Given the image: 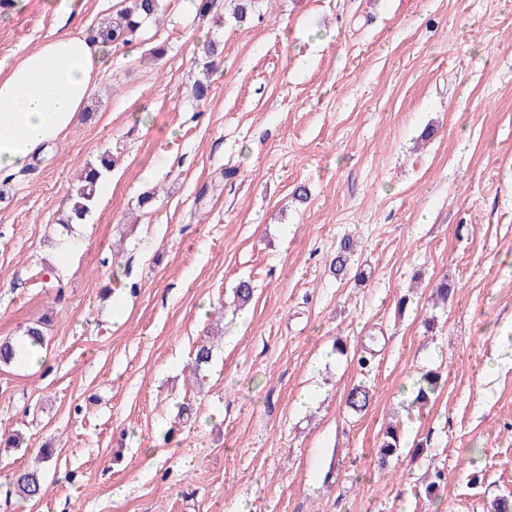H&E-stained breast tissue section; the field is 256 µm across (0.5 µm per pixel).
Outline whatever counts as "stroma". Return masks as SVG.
<instances>
[{
    "label": "stroma",
    "instance_id": "1",
    "mask_svg": "<svg viewBox=\"0 0 512 512\" xmlns=\"http://www.w3.org/2000/svg\"><path fill=\"white\" fill-rule=\"evenodd\" d=\"M59 2L0 14V61L120 5ZM234 6L165 0L63 141L0 179V341L40 319L49 339L43 364L0 368V431L27 440L0 444V474L42 466L48 492L0 483V512H491L512 495V0H252L240 22ZM105 151L61 255L56 220ZM346 237L363 279L330 270ZM443 278L455 294L430 307ZM428 369L443 386L410 409ZM392 420L407 446L383 468ZM111 168L112 161L106 153H103L97 162L87 165L79 184L72 190L69 209L65 216L59 219V224L68 227L69 224H84L94 208L99 185Z\"/></svg>",
    "mask_w": 512,
    "mask_h": 512
}]
</instances>
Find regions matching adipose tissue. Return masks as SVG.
Wrapping results in <instances>:
<instances>
[{"label": "adipose tissue", "instance_id": "ef3b65f1", "mask_svg": "<svg viewBox=\"0 0 512 512\" xmlns=\"http://www.w3.org/2000/svg\"><path fill=\"white\" fill-rule=\"evenodd\" d=\"M111 63L109 47L68 33L0 63V177L26 169L65 137Z\"/></svg>", "mask_w": 512, "mask_h": 512}]
</instances>
